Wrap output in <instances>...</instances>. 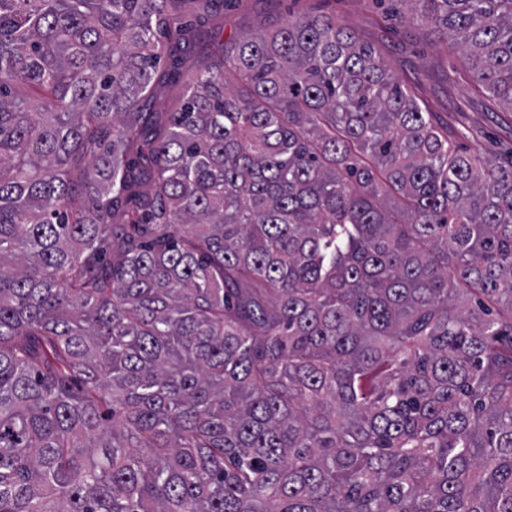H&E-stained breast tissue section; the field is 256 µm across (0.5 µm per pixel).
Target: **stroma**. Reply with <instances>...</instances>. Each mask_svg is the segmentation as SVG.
Returning a JSON list of instances; mask_svg holds the SVG:
<instances>
[{
    "label": "stroma",
    "instance_id": "35a3bbf8",
    "mask_svg": "<svg viewBox=\"0 0 512 512\" xmlns=\"http://www.w3.org/2000/svg\"><path fill=\"white\" fill-rule=\"evenodd\" d=\"M328 14L353 27L380 52L391 74L415 83L448 136L470 155L512 161V113L486 101L456 44L427 24L397 25L378 0H235L219 22L225 39L283 25L289 14Z\"/></svg>",
    "mask_w": 512,
    "mask_h": 512
}]
</instances>
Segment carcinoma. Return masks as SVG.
Masks as SVG:
<instances>
[{
	"instance_id": "carcinoma-1",
	"label": "carcinoma",
	"mask_w": 512,
	"mask_h": 512,
	"mask_svg": "<svg viewBox=\"0 0 512 512\" xmlns=\"http://www.w3.org/2000/svg\"><path fill=\"white\" fill-rule=\"evenodd\" d=\"M215 1L0 0V512H512V164L328 16L151 111Z\"/></svg>"
}]
</instances>
